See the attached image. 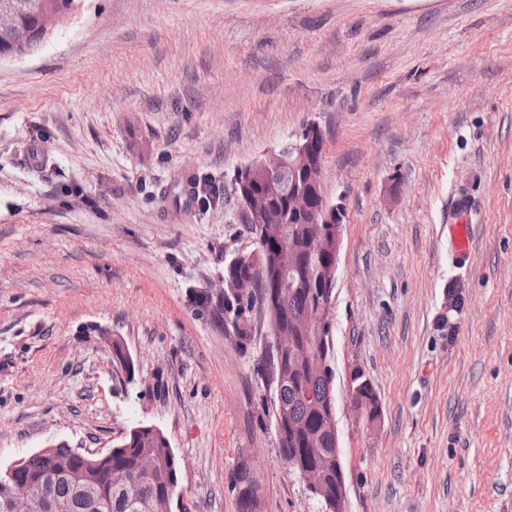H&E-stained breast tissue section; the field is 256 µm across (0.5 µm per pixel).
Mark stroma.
Returning a JSON list of instances; mask_svg holds the SVG:
<instances>
[{
	"label": "stroma",
	"mask_w": 512,
	"mask_h": 512,
	"mask_svg": "<svg viewBox=\"0 0 512 512\" xmlns=\"http://www.w3.org/2000/svg\"><path fill=\"white\" fill-rule=\"evenodd\" d=\"M310 122L323 193L346 204V512H512V0H84L36 54L0 60L1 465L154 426L182 512H237L246 452L264 512H318L257 373L267 316L241 342L211 303L255 247L238 171ZM185 174L213 193L177 212L163 191ZM356 371L377 426L350 408Z\"/></svg>",
	"instance_id": "stroma-1"
}]
</instances>
